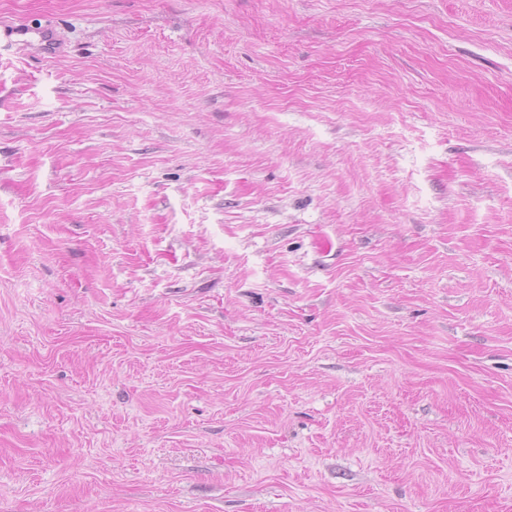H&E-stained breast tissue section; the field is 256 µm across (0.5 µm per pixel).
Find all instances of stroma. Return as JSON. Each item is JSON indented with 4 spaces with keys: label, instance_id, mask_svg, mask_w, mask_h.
Returning <instances> with one entry per match:
<instances>
[{
    "label": "stroma",
    "instance_id": "stroma-1",
    "mask_svg": "<svg viewBox=\"0 0 512 512\" xmlns=\"http://www.w3.org/2000/svg\"><path fill=\"white\" fill-rule=\"evenodd\" d=\"M0 512H512V0H0ZM31 43H36L39 51L46 58L62 56L65 53L64 46L51 24H40L35 27L25 23L0 24V47Z\"/></svg>",
    "mask_w": 512,
    "mask_h": 512
}]
</instances>
